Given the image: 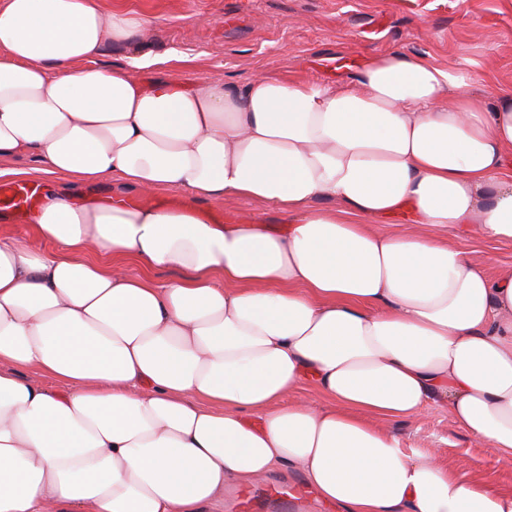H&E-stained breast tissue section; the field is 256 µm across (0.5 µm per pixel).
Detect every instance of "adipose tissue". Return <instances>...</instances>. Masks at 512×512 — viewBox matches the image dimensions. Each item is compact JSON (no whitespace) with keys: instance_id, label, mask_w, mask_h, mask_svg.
Returning a JSON list of instances; mask_svg holds the SVG:
<instances>
[{"instance_id":"1","label":"adipose tissue","mask_w":512,"mask_h":512,"mask_svg":"<svg viewBox=\"0 0 512 512\" xmlns=\"http://www.w3.org/2000/svg\"><path fill=\"white\" fill-rule=\"evenodd\" d=\"M146 23L0 0V161L66 180L32 212L34 243L0 238V512H215L227 485L285 467L342 512H512V488L391 429L440 408L512 453V267L489 276L428 233L512 241V86L473 92L460 66L403 51L337 88L147 84L139 52L99 66ZM106 182L290 222L73 192ZM397 216L409 232L371 226ZM126 200L134 205L163 209L196 208L206 214L207 219L222 224H264L274 230H281L288 224V217L260 200L225 197L203 202L193 199L185 192L171 189L158 190L152 194L128 191Z\"/></svg>"}]
</instances>
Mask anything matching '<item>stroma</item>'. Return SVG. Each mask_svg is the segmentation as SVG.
Wrapping results in <instances>:
<instances>
[{"mask_svg":"<svg viewBox=\"0 0 512 512\" xmlns=\"http://www.w3.org/2000/svg\"><path fill=\"white\" fill-rule=\"evenodd\" d=\"M149 19L135 48L106 45L102 67H121L131 50L160 58L157 73L187 84L243 86L274 73L322 85H349L374 55L391 50L424 53L437 64L468 71L474 86L512 85V0H99ZM134 205L195 208L219 223L283 229L288 219L260 200L227 197L199 201L162 189L131 191ZM488 273L512 266V242L460 237ZM403 441L434 455L468 479L512 487V455L474 441L436 409L419 421L397 423Z\"/></svg>","mask_w":512,"mask_h":512,"instance_id":"35a3bbf8","label":"stroma"}]
</instances>
